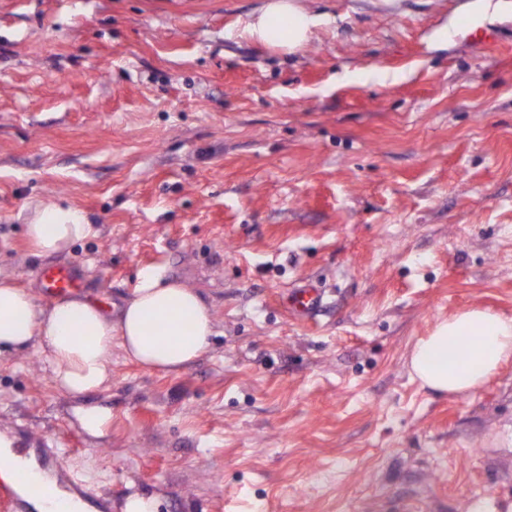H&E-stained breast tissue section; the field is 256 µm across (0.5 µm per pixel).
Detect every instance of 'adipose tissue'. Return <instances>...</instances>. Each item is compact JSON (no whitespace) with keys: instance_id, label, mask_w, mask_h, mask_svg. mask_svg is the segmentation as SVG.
Instances as JSON below:
<instances>
[{"instance_id":"ef3b65f1","label":"adipose tissue","mask_w":512,"mask_h":512,"mask_svg":"<svg viewBox=\"0 0 512 512\" xmlns=\"http://www.w3.org/2000/svg\"><path fill=\"white\" fill-rule=\"evenodd\" d=\"M312 27L295 0H267L245 33L291 52L308 40ZM25 232L38 252L61 253L87 238L92 226L78 210L48 204L35 209ZM213 331L201 295L157 268L140 271L132 297L113 313L79 294L41 306L28 289L0 277V353L39 345L48 354L54 385L79 400L108 382L113 345L144 369L171 373L199 358ZM510 360L512 317L471 308L438 321L416 342L410 373L430 390L467 394Z\"/></svg>"}]
</instances>
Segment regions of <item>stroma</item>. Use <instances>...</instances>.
Wrapping results in <instances>:
<instances>
[{"label": "stroma", "instance_id": "1", "mask_svg": "<svg viewBox=\"0 0 512 512\" xmlns=\"http://www.w3.org/2000/svg\"><path fill=\"white\" fill-rule=\"evenodd\" d=\"M298 3L285 53L243 33L265 0H0V275L116 308L158 267L215 321L177 373L113 349L98 445L45 353L1 356L0 431L112 512H512V361L467 395L408 366L440 318L512 317V0ZM51 203L93 233L42 255ZM39 277L45 291L53 295L78 290L81 284L72 266L45 268ZM325 290L318 284L309 283L295 288L288 295V311L300 318H310L323 306Z\"/></svg>", "mask_w": 512, "mask_h": 512}]
</instances>
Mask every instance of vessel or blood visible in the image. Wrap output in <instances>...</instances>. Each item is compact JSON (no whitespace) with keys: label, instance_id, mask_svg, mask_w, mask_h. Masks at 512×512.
Instances as JSON below:
<instances>
[{"label":"vessel or blood","instance_id":"b4317fda","mask_svg":"<svg viewBox=\"0 0 512 512\" xmlns=\"http://www.w3.org/2000/svg\"><path fill=\"white\" fill-rule=\"evenodd\" d=\"M40 281L47 293L62 294L78 290L81 284L73 267L58 266L41 270ZM325 290L317 284H307L288 295L291 315L308 318L322 307ZM18 461L10 480L0 479V512H32L33 504L44 501L46 488L33 475L35 466H47L65 473L62 455L55 448H17ZM91 501L79 480H72L68 498L58 500L55 512H77V503Z\"/></svg>","mask_w":512,"mask_h":512}]
</instances>
